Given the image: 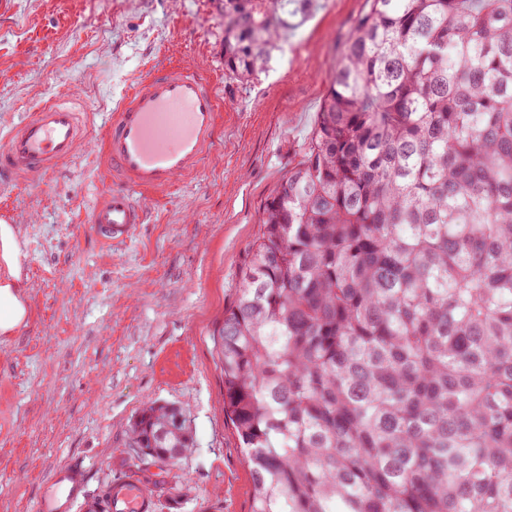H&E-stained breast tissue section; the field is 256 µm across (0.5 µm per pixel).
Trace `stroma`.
Wrapping results in <instances>:
<instances>
[{
    "mask_svg": "<svg viewBox=\"0 0 512 512\" xmlns=\"http://www.w3.org/2000/svg\"><path fill=\"white\" fill-rule=\"evenodd\" d=\"M276 6L288 27L265 66L241 77L224 68L222 0H0V129L69 89L87 131L43 183L0 184L27 253V318L0 341V512L51 502L64 464L86 478L57 512H86L132 472L173 486L156 512H250L214 338L263 205L308 143L366 0ZM157 60L219 80V147L108 250L89 222L100 115ZM153 402L180 407L193 436L163 473L129 446L131 423Z\"/></svg>",
    "mask_w": 512,
    "mask_h": 512,
    "instance_id": "stroma-1",
    "label": "stroma"
}]
</instances>
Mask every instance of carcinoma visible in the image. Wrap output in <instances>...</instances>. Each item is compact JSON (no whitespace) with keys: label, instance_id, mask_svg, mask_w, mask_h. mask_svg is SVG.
Wrapping results in <instances>:
<instances>
[{"label":"carcinoma","instance_id":"1","mask_svg":"<svg viewBox=\"0 0 512 512\" xmlns=\"http://www.w3.org/2000/svg\"><path fill=\"white\" fill-rule=\"evenodd\" d=\"M284 27L224 0L225 70ZM260 224L218 340L251 512H512V0H367Z\"/></svg>","mask_w":512,"mask_h":512}]
</instances>
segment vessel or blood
Returning a JSON list of instances; mask_svg holds the SVG:
<instances>
[{
	"instance_id": "b4317fda",
	"label": "vessel or blood",
	"mask_w": 512,
	"mask_h": 512,
	"mask_svg": "<svg viewBox=\"0 0 512 512\" xmlns=\"http://www.w3.org/2000/svg\"><path fill=\"white\" fill-rule=\"evenodd\" d=\"M82 106L57 97L0 138V181L36 183L70 161L84 135ZM217 81L190 66L151 65L116 101L99 151L102 188L89 222L103 244L129 239L147 217L146 199L195 176L217 144ZM133 480L112 487V512H154Z\"/></svg>"
}]
</instances>
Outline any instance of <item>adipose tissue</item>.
<instances>
[{"label":"adipose tissue","instance_id":"adipose-tissue-1","mask_svg":"<svg viewBox=\"0 0 512 512\" xmlns=\"http://www.w3.org/2000/svg\"><path fill=\"white\" fill-rule=\"evenodd\" d=\"M24 254L13 228L0 225V261L4 262L12 280L0 285V332L9 333L26 316L23 282L21 280Z\"/></svg>","mask_w":512,"mask_h":512}]
</instances>
